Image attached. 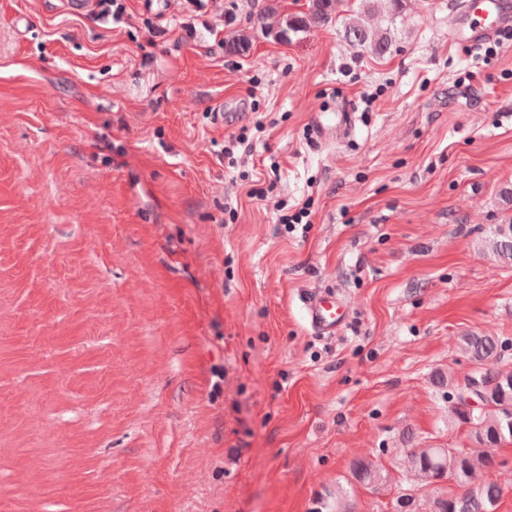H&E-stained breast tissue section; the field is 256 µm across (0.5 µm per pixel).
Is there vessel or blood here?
<instances>
[{"label":"vessel or blood","mask_w":512,"mask_h":512,"mask_svg":"<svg viewBox=\"0 0 512 512\" xmlns=\"http://www.w3.org/2000/svg\"><path fill=\"white\" fill-rule=\"evenodd\" d=\"M510 26L512 11L504 0H465L451 34L459 42L478 46ZM306 311L310 323L325 332L336 331L344 319L342 302L329 295L310 301Z\"/></svg>","instance_id":"b4317fda"}]
</instances>
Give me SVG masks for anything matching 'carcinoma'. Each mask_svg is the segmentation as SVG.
<instances>
[{"instance_id":"1","label":"carcinoma","mask_w":512,"mask_h":512,"mask_svg":"<svg viewBox=\"0 0 512 512\" xmlns=\"http://www.w3.org/2000/svg\"><path fill=\"white\" fill-rule=\"evenodd\" d=\"M345 0H308L307 12L299 15L282 14L272 7L268 16L271 23L261 25V32L281 42H288L291 36L303 31L308 21L328 23L333 17H342V37L356 49L357 57L383 60L395 51L394 25L402 12L404 0H358L354 8L340 15V6ZM380 15L381 24L366 25L364 17L370 13ZM494 252L503 263L512 265V224H500L495 230ZM461 347L468 354L476 369L472 375L480 376L487 385L481 407L468 412L456 405L450 410L449 422L456 425L468 424V435L486 451L472 454L455 448H419L411 451L405 461L407 473L421 481L433 483L440 478H451L455 489L434 498L430 512H496L501 488L495 482H483L476 486L472 480L479 471L496 467L497 460L488 452L512 444V417L507 408H512V371L497 367L502 345L498 338L486 333H470L459 337ZM353 478L365 485L380 479V473L369 461L356 459L351 463Z\"/></svg>"}]
</instances>
